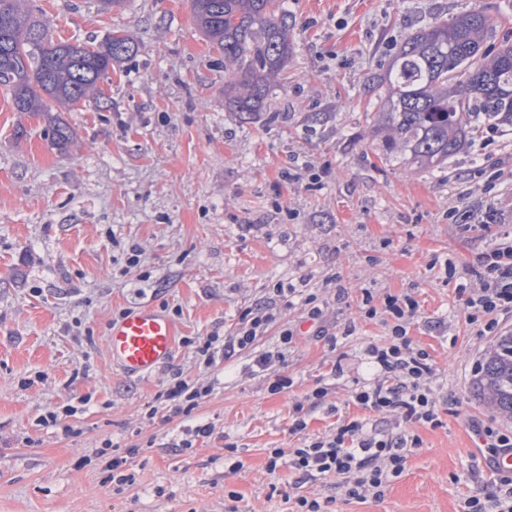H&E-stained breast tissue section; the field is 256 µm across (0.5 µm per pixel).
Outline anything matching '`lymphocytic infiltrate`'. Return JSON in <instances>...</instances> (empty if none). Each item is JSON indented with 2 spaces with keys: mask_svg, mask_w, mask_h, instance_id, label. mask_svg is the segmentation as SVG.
<instances>
[{
  "mask_svg": "<svg viewBox=\"0 0 512 512\" xmlns=\"http://www.w3.org/2000/svg\"><path fill=\"white\" fill-rule=\"evenodd\" d=\"M484 267L478 286L462 288L461 293L470 324L477 326L480 335L493 336L499 329L500 314L512 312V241L487 254ZM293 294V289L280 286L273 290V302L247 306L234 334L214 335L199 342L198 359L210 366L217 359L251 349L258 336L276 321L277 310L293 307ZM362 303L367 317L382 315L390 319L391 334L385 345L368 347L367 354L378 375L374 382L352 389V398L364 409L382 416L400 411L407 420L439 426L436 400L425 384L426 377L433 373L430 355L413 346L407 334V326L419 308L417 301L408 295L389 294L378 304L368 293ZM211 392V385L177 373L163 385L157 399L165 408L188 417ZM327 394L326 388L318 387L294 405L290 432L300 444L288 450L269 449L268 469L287 464L297 473L299 482L315 483L334 477L338 489L348 498H381L403 473L410 450L420 447L419 436L378 428L359 419L343 421L328 436H307L306 416L324 404Z\"/></svg>",
  "mask_w": 512,
  "mask_h": 512,
  "instance_id": "obj_1",
  "label": "lymphocytic infiltrate"
}]
</instances>
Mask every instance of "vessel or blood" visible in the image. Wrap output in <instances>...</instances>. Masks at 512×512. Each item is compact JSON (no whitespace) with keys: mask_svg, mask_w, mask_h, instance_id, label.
<instances>
[{"mask_svg":"<svg viewBox=\"0 0 512 512\" xmlns=\"http://www.w3.org/2000/svg\"><path fill=\"white\" fill-rule=\"evenodd\" d=\"M175 326L164 313L144 306L112 324L107 345L113 365L129 376H148L174 353Z\"/></svg>","mask_w":512,"mask_h":512,"instance_id":"1","label":"vessel or blood"}]
</instances>
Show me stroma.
Returning a JSON list of instances; mask_svg holds the SVG:
<instances>
[{"label":"stroma","instance_id":"stroma-1","mask_svg":"<svg viewBox=\"0 0 512 512\" xmlns=\"http://www.w3.org/2000/svg\"><path fill=\"white\" fill-rule=\"evenodd\" d=\"M285 2L293 52L271 124L225 109L224 60L196 31L191 0H124L109 12L94 0H28L55 40L121 30L136 50L101 96L55 113L73 133L64 151L50 144L53 119L16 112L0 88V512H289L295 473L269 471L267 458L296 444L294 404L327 388L307 416L312 436L369 416L351 391L374 378L366 350L390 329L361 313L367 293L418 301L408 335L432 358L441 424L387 417L422 444L383 498L319 482L305 492L329 497L328 512H464L496 479L472 425L512 434V423L471 392L493 339L469 324L457 288L479 282L482 256L512 229V127L463 149L445 173L412 171L375 153L368 81L404 30L467 8L490 17L494 41L512 37V0ZM133 244L135 268L125 261ZM334 274L343 292L328 285ZM277 284L296 289L294 307L257 347L291 327L286 363L265 375L245 352L200 363L195 342L232 334ZM309 293L326 302L336 341L314 336ZM147 305L172 319L174 356L128 377L112 366L107 334L121 312ZM175 372L214 387L189 421L156 400ZM280 375L293 384L271 393ZM68 404L77 412L62 425H38ZM190 422L214 431L176 447ZM106 440L130 452L134 481L120 492L97 457ZM228 443L239 470L224 461Z\"/></svg>","mask_w":512,"mask_h":512}]
</instances>
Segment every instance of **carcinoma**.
I'll use <instances>...</instances> for the list:
<instances>
[{
    "label": "carcinoma",
    "instance_id": "carcinoma-1",
    "mask_svg": "<svg viewBox=\"0 0 512 512\" xmlns=\"http://www.w3.org/2000/svg\"><path fill=\"white\" fill-rule=\"evenodd\" d=\"M22 2L0 0V86L19 112L43 116L56 104L100 95L112 65L134 53L118 31L92 46L56 42ZM192 14L197 30L224 56L229 108L267 112L275 120L271 93L287 74L292 52L285 0H192ZM491 33V20L480 10L403 32L384 74L372 77L387 93L379 144L384 159L441 173L485 124L512 125V40L491 43ZM50 136L62 151L72 131L58 122ZM472 390L512 422V331L485 354Z\"/></svg>",
    "mask_w": 512,
    "mask_h": 512
}]
</instances>
